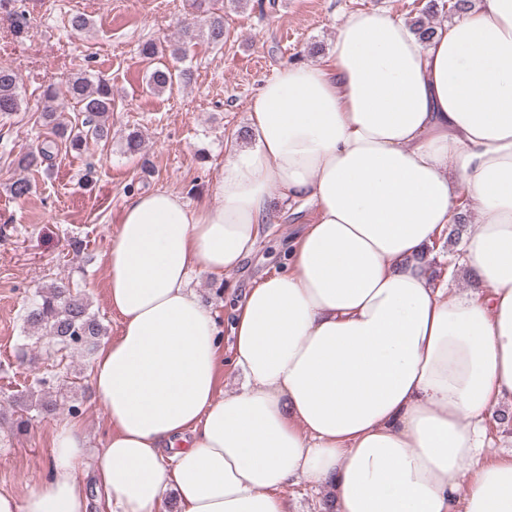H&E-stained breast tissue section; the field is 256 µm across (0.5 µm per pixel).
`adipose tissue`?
I'll return each instance as SVG.
<instances>
[{
    "instance_id": "obj_1",
    "label": "adipose tissue",
    "mask_w": 512,
    "mask_h": 512,
    "mask_svg": "<svg viewBox=\"0 0 512 512\" xmlns=\"http://www.w3.org/2000/svg\"><path fill=\"white\" fill-rule=\"evenodd\" d=\"M251 146L224 158L216 204L157 189L124 206L106 253L120 330L98 349L104 447L55 428L53 467L0 512H88L92 458L110 512H287L284 487L335 512H512V459L485 419L512 402V0L421 41L400 16H345L327 61L281 68L251 106ZM480 205L449 294L430 252L461 197ZM315 206L285 270L235 297L218 393L216 322L188 276L237 270L279 206ZM328 490L323 487L311 488L308 485L301 483L297 485H288L284 491L283 496L288 502L289 512H328L332 511L333 500L323 502L329 496Z\"/></svg>"
}]
</instances>
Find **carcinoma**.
I'll return each mask as SVG.
<instances>
[{
  "label": "carcinoma",
  "mask_w": 512,
  "mask_h": 512,
  "mask_svg": "<svg viewBox=\"0 0 512 512\" xmlns=\"http://www.w3.org/2000/svg\"><path fill=\"white\" fill-rule=\"evenodd\" d=\"M472 8V0H429L424 9L426 14L440 10L458 15ZM198 37L215 48L224 46V14L209 11L200 20L186 22L181 28V40L167 47H160L149 41L141 53L147 59L170 55L181 59L187 53L188 45ZM191 70H171L168 66L154 68L147 77L150 89L163 92L174 82L188 83ZM70 99L83 114L81 125L68 124L56 118L60 107L56 104V92L49 86L44 92L42 112L49 124L54 139L42 144L18 158V165L26 170L38 169L52 157V148L57 142L79 150L90 139L105 140L109 135L107 121L112 115V86L106 79L92 82L86 76H74L68 83ZM22 97L18 75L9 67L0 66V115H11L21 110ZM23 322L35 338V346L50 357L65 358L78 352L91 356L98 347L100 337L106 335V328L96 314L90 311V303L71 286L53 282L41 287L36 298L27 308ZM32 398L26 409H34L42 415H52L59 409V400L50 393V380L42 377L34 380L29 391Z\"/></svg>",
  "instance_id": "obj_1"
}]
</instances>
